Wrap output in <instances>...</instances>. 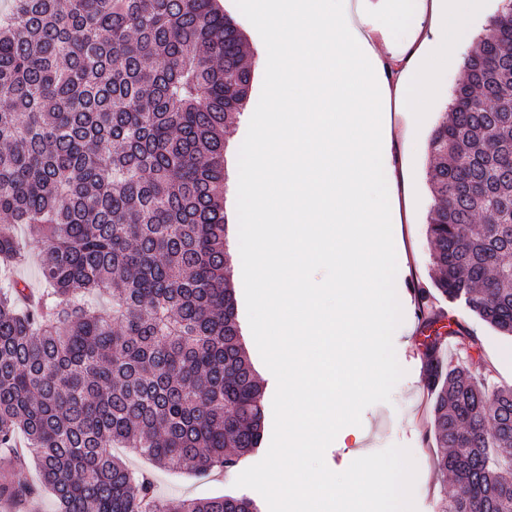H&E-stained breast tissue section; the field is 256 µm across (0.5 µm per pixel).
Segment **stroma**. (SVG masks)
<instances>
[{"label": "stroma", "mask_w": 512, "mask_h": 512, "mask_svg": "<svg viewBox=\"0 0 512 512\" xmlns=\"http://www.w3.org/2000/svg\"><path fill=\"white\" fill-rule=\"evenodd\" d=\"M461 72L443 74L437 99L422 124H415L411 112L399 108L392 110L391 121L397 127H410L414 142L404 147L401 140H394L389 156L391 197L402 201L401 221L393 225L395 248L405 251L398 260L395 289L403 310V322L397 328L393 341L399 363L405 370L396 384L390 402H380L366 408L361 426H348L339 431L325 452L327 466L336 472L344 471L355 459L381 451L392 445L407 448L415 462L417 477L414 486L416 512H439L446 496L451 495L453 484L435 467L439 450L428 432L429 412L433 398L425 383L423 332L424 317L419 312V289L431 284L432 262L427 236V217L434 205L428 188L427 145L433 128L440 122L451 90L461 79ZM264 72L255 68L250 99L243 114L226 136L225 171L227 178L237 175L238 150L247 133L250 116L258 103ZM436 307L444 309L445 321L437 323L436 331L447 333L449 326L462 328V339L450 342L443 348L446 362L460 365L473 373L486 375L494 387H512V338L503 336L490 326L471 316L466 308L448 304L441 297L435 298ZM477 341L480 355L469 351L470 341ZM266 454L257 448L242 459L237 469L228 473L213 472L201 477H191L170 470L154 473L159 495L164 497L206 498L235 493L234 482L240 470L259 462Z\"/></svg>", "instance_id": "1"}]
</instances>
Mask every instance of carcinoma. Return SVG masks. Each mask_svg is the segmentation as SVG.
I'll use <instances>...</instances> for the list:
<instances>
[{"mask_svg": "<svg viewBox=\"0 0 512 512\" xmlns=\"http://www.w3.org/2000/svg\"><path fill=\"white\" fill-rule=\"evenodd\" d=\"M218 0H12L0 15V504L258 512L156 495L160 468L229 471L260 447L264 385L224 249L225 135L254 70ZM428 144L435 277L512 336V7L466 54ZM24 224L30 245L19 242ZM37 254L44 288L12 275ZM442 512H512V387L425 352ZM32 460L40 486L13 478Z\"/></svg>", "mask_w": 512, "mask_h": 512, "instance_id": "obj_1", "label": "carcinoma"}]
</instances>
